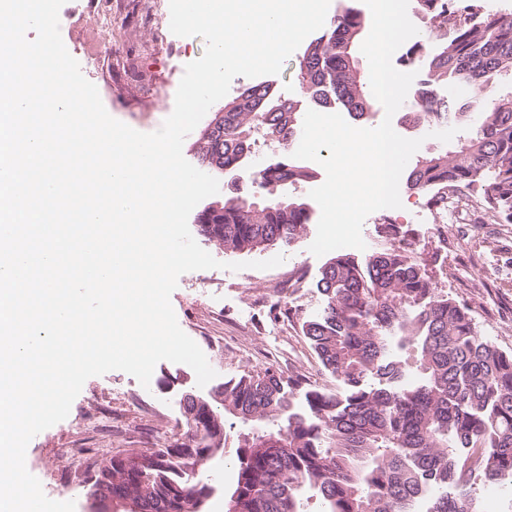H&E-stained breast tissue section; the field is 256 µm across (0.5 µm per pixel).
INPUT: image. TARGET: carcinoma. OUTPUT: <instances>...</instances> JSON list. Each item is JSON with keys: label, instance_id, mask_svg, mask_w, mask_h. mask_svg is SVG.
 <instances>
[{"label": "carcinoma", "instance_id": "cac0c4a2", "mask_svg": "<svg viewBox=\"0 0 512 512\" xmlns=\"http://www.w3.org/2000/svg\"><path fill=\"white\" fill-rule=\"evenodd\" d=\"M438 32L437 49H409L425 79L405 123L462 122L473 103L448 100L453 82L475 92L512 80V14L482 13L478 0H418ZM365 19L354 6L311 41L297 66L307 100L357 118L371 109L360 64ZM301 101L283 99L271 84L246 85L207 126L199 160L224 177V201L197 214L201 232L235 252L289 246L305 235L310 206L288 188L315 177L292 157ZM280 147L278 160L252 172L255 190L242 194L236 176L252 163L257 142ZM406 184L438 208L453 194L471 200L477 221L512 224V94L479 112L460 146L420 157ZM397 225L382 221L390 246L362 261L330 258L316 289L321 313L301 323L325 371L346 394H327L301 375L267 368L183 399L187 441L114 455L94 464L88 498L130 499L135 512H204L213 487L195 470L224 450L217 406L241 423L236 480L224 491L234 512H307L303 486L319 493L320 512H414L422 485L440 488L427 512H476L478 481H512V352L480 334L469 305L438 290L426 264L395 243ZM414 352L417 384L401 381L394 343ZM384 384L373 387L372 378ZM308 413L291 409L294 393Z\"/></svg>", "mask_w": 512, "mask_h": 512}]
</instances>
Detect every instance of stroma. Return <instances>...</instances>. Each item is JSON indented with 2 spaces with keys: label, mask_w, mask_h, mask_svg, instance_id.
<instances>
[{
  "label": "stroma",
  "mask_w": 512,
  "mask_h": 512,
  "mask_svg": "<svg viewBox=\"0 0 512 512\" xmlns=\"http://www.w3.org/2000/svg\"><path fill=\"white\" fill-rule=\"evenodd\" d=\"M169 0H112V24L103 26L93 0H66L60 28L65 44L75 47L84 77L98 89L107 112L143 132L158 130L172 113L184 68L205 52L199 36L174 35L160 5ZM401 208L389 210L402 237L415 240L417 252L437 288L467 302L481 335L512 350V224H459L438 221L423 198L400 185ZM315 230L290 246L274 245L252 252H231L198 237L219 269L182 274L171 295L180 328L211 359L216 382L239 379L266 368L288 376L312 377L332 391L336 380L325 374L300 332L302 319L316 316L321 296L315 284L324 264L309 247ZM284 256L278 270L255 269V262ZM243 263L232 272L226 265ZM302 269L299 288L281 294L272 286L275 273ZM280 303L290 318H268L270 304ZM196 375L187 365L159 362L149 386L112 370L89 378L72 403L68 417L32 438L26 467L56 501H74L75 512H90L79 459L103 461L118 453L160 448L184 439L181 398L197 391ZM227 444L223 455L196 472L214 492L205 512H225L224 489L234 482L237 434L232 416L224 418Z\"/></svg>",
  "instance_id": "obj_1"
}]
</instances>
